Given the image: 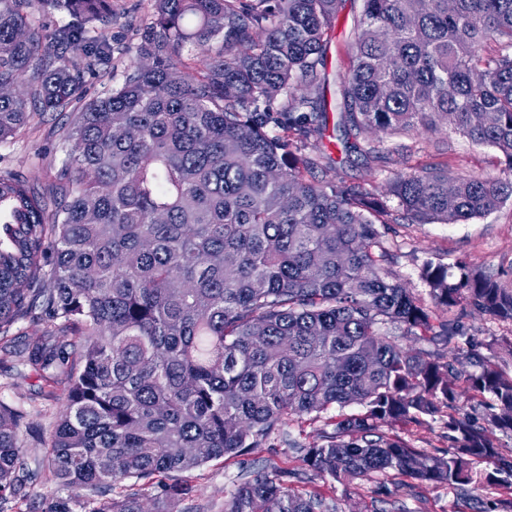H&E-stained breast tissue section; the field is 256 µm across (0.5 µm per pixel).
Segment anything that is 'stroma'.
Listing matches in <instances>:
<instances>
[{
  "mask_svg": "<svg viewBox=\"0 0 512 512\" xmlns=\"http://www.w3.org/2000/svg\"><path fill=\"white\" fill-rule=\"evenodd\" d=\"M107 28L112 38V77L85 78L88 97H96L119 87L134 56L140 30L154 12L153 0H112ZM360 0H339L336 20L325 52L324 80L318 97L325 111L326 130L322 143L331 161L320 181L337 185H358L379 191L396 175H408L422 166L447 167L451 175L478 177L507 176L503 157L492 147L472 144L449 128L438 132H417L411 136L364 133L357 140L359 152L344 154L337 145L340 122L342 79L356 51L360 28ZM71 121L67 115L47 116L25 136L0 144V171L22 176L29 184L48 188L59 163L62 129ZM379 154H369V146ZM379 240L387 252L381 267L394 276L426 308H433L430 290L421 273L426 266H441L458 274L460 266L492 277L503 287L512 288V202L461 224H381ZM460 326L473 349L492 365L512 373V354L502 348L501 339L512 340V323L502 322L466 308ZM46 330L44 321H19L7 338L0 340V399L22 410L31 428L23 450V468L28 475L26 499L0 504V512H45L49 503L62 496V489L46 482L47 444L63 409L67 383L42 379L24 361L28 343ZM338 407L325 416L294 418L286 423L271 443L252 449L249 454L212 460L190 472L196 492L178 502L174 512H224V503L240 483L255 472L280 467L296 471L287 485L300 493L318 495L337 505L339 512H474L466 492L445 486L421 484L392 471L371 479H345L338 482L320 477L304 466L289 441L304 446L317 443L328 419L338 418ZM381 429L398 435L412 447L443 454L448 449V431L442 419H426L420 424L389 421Z\"/></svg>",
  "mask_w": 512,
  "mask_h": 512,
  "instance_id": "stroma-1",
  "label": "stroma"
}]
</instances>
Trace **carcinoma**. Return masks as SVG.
<instances>
[{
	"instance_id": "carcinoma-1",
	"label": "carcinoma",
	"mask_w": 512,
	"mask_h": 512,
	"mask_svg": "<svg viewBox=\"0 0 512 512\" xmlns=\"http://www.w3.org/2000/svg\"><path fill=\"white\" fill-rule=\"evenodd\" d=\"M63 10L50 30L32 4ZM337 0H154L120 87L85 100L84 78L112 74L101 29L109 0H0V142L65 113L61 167L48 193L0 171V333L37 310L69 333L25 348L46 380L69 388L46 480L67 497L49 512H170L192 496L176 477L277 437L291 416L341 414L321 443L291 447L333 479L397 471L462 491L493 489L512 512V376L485 365L471 389L492 402L478 419L457 405L451 359L406 348L432 316L380 273L376 225L397 217L458 224L512 200V0H362L343 79L341 125L359 133L444 124L504 158L506 178L424 167L386 193L314 180L328 154L321 84ZM203 49V69L183 52ZM179 79L171 80L172 73ZM454 95L448 96V86ZM276 119L286 136H271ZM442 311L472 307L512 323V289L460 268L422 273ZM448 408V452L382 432ZM21 414L0 401V500L20 496ZM493 464V471L479 468ZM160 492L152 508L124 482ZM224 512H336L278 478L242 482Z\"/></svg>"
}]
</instances>
